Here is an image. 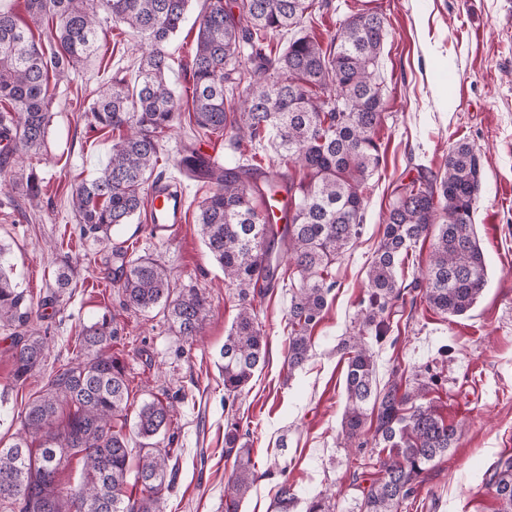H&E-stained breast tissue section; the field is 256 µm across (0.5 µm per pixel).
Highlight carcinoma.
Here are the masks:
<instances>
[{
  "mask_svg": "<svg viewBox=\"0 0 512 512\" xmlns=\"http://www.w3.org/2000/svg\"><path fill=\"white\" fill-rule=\"evenodd\" d=\"M190 0H27L47 44L9 12L0 11V122L13 129L0 165L16 154L37 150L50 123L49 76L61 80L96 55L104 24L122 27L144 44L134 80L117 69L99 88L88 109L91 125L119 131L99 174L80 182L72 210L87 232L111 240V231L131 223L144 206L162 150V138L180 118L181 96L168 79V45L183 27ZM321 0H205L190 63V124L228 137L238 159L215 166L197 148L195 134L182 140L177 166L213 185L199 205L196 222L210 257L236 288L240 307L221 350L224 398L237 397L265 362V340L248 299L274 287L275 240L285 245L284 271L292 290L288 310V371L310 358V332L328 304L332 266L354 244L364 221L368 180L382 164L376 131L385 118L384 80L379 75L386 39L381 15L359 8L324 43L304 32L321 13ZM296 35L281 53L272 38ZM274 147L285 166L270 171L264 200L274 205L288 182V223L277 236L268 209L257 205L255 175L263 170L254 151ZM481 184L479 157L470 144L448 150L442 172L421 173L401 183L385 215L380 245L367 272V297L360 302L358 331L342 342L347 356L344 443L365 424L379 448L378 476L357 485L359 512H399L422 474L454 447L456 428L421 402L427 384L403 386L393 379L378 388L370 341L386 338V312L404 301L398 268L429 234L434 243L424 274L423 298L437 312L459 317L470 312L488 284V272L473 214ZM0 246V325L21 327L34 305L11 279ZM120 262L113 283L126 305L148 311L164 305L168 320L188 339L206 323V299L190 288L174 294L166 268L155 258H128L112 245ZM117 336L112 320L82 327L79 355L51 376L26 408L23 433L0 447V507L10 512H164L163 492L171 488V449L159 437L175 425L173 404L158 397L143 403L129 422L130 380L125 366L106 348ZM13 379L20 383L43 363V336L17 333ZM140 439L131 466L127 427ZM41 440L34 449L30 439ZM238 423L227 424L224 454L235 469L224 485L226 512H238L258 479L251 449L239 444ZM81 463V480L62 493L59 470ZM135 473L128 493V477ZM488 488L512 512V456L500 459ZM288 481L279 487L276 512H295Z\"/></svg>",
  "mask_w": 512,
  "mask_h": 512,
  "instance_id": "cac0c4a2",
  "label": "carcinoma"
}]
</instances>
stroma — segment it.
<instances>
[{
  "label": "stroma",
  "mask_w": 512,
  "mask_h": 512,
  "mask_svg": "<svg viewBox=\"0 0 512 512\" xmlns=\"http://www.w3.org/2000/svg\"><path fill=\"white\" fill-rule=\"evenodd\" d=\"M203 2L192 0L184 27L168 46L171 81L180 91L188 85ZM368 6L386 19L380 72L387 117L377 130L384 162L369 181L362 234L335 264L336 286L311 332L312 357L301 370L289 371L285 362L287 283L254 296L267 362L229 411L217 360L239 301L198 233V205L209 186L183 178L186 222L169 239L151 235L142 216L112 233L133 255L159 259L173 288H192L207 298L210 317L193 341L179 336L162 312L126 306L108 278L110 248L83 233L71 207L74 186L100 171L112 146L111 130L92 127L86 112L115 69L135 72V39L105 26L97 57L51 83L44 146L0 170V245L14 282L41 306L31 330L49 339L41 367L18 385L13 331L0 326V441L12 442L30 397L75 358L78 331L105 316L118 327L109 351L124 364L135 403L158 397L176 407L178 471L166 493V512H224V485L234 463L224 454L231 417L240 423L259 475L239 512H274L284 481L300 501L331 493L339 512H354L352 475L375 448H347L340 438L346 363L337 345L358 328L367 270L397 186L418 172H438L449 147L463 141L481 158L473 219L488 286L462 317L445 318L419 296L393 307L391 331L373 351L377 385L398 367L406 378L431 380L426 403L458 430L455 447L429 467L400 512H497L499 503L485 483L495 462L512 456V0H368ZM30 174L41 187L36 205L22 185ZM63 266L72 284L60 293L54 273Z\"/></svg>",
  "instance_id": "stroma-1"
}]
</instances>
